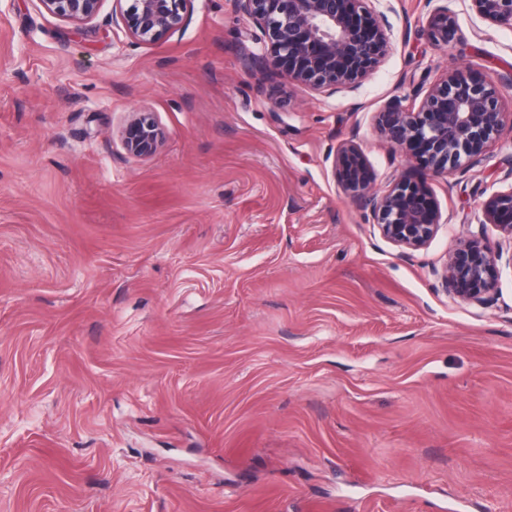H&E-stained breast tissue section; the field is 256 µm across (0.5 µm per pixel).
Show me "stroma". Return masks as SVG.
<instances>
[{"label": "stroma", "instance_id": "35a3bbf8", "mask_svg": "<svg viewBox=\"0 0 512 512\" xmlns=\"http://www.w3.org/2000/svg\"><path fill=\"white\" fill-rule=\"evenodd\" d=\"M374 6L384 60L327 97L241 66L234 0L152 44L108 5L87 31L0 0V512H512V242L477 221L512 137L435 176L377 129L448 71L512 74V29ZM135 112L164 133L145 158ZM348 139L374 191L429 186L425 249L344 200ZM478 233L502 250L483 307L439 275ZM455 17L444 10L434 14L428 21L427 34L430 40L447 43L448 37L456 31ZM161 131L149 112H136L128 119L122 133V145L127 155L135 158L153 154L160 142Z\"/></svg>", "mask_w": 512, "mask_h": 512}]
</instances>
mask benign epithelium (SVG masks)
Segmentation results:
<instances>
[{
  "label": "benign epithelium",
  "instance_id": "benign-epithelium-1",
  "mask_svg": "<svg viewBox=\"0 0 512 512\" xmlns=\"http://www.w3.org/2000/svg\"><path fill=\"white\" fill-rule=\"evenodd\" d=\"M106 0H40L43 9L79 27L98 17ZM237 10L261 31L256 47L241 57L243 67L260 80L280 66L298 85L333 94L354 89L386 55L388 39L382 15L370 0H234ZM475 12L512 28V0H471ZM191 0H112L126 34L151 44L178 29ZM455 17L444 10L428 21L427 34L448 42ZM378 129L395 148L417 155L425 168L446 173L484 156L505 130L500 93L463 71L434 83L411 107L395 99L379 113ZM161 131L150 112H136L122 133L127 155L153 154ZM340 182L349 202L370 209L374 223L389 242L417 251L438 231L440 213L426 185L408 174L396 178L382 195L371 187L364 153L349 140L337 150ZM483 224L495 225L512 241V188L493 193L482 211ZM499 250L483 235L461 241L442 272L453 296L485 306L498 293Z\"/></svg>",
  "mask_w": 512,
  "mask_h": 512
}]
</instances>
